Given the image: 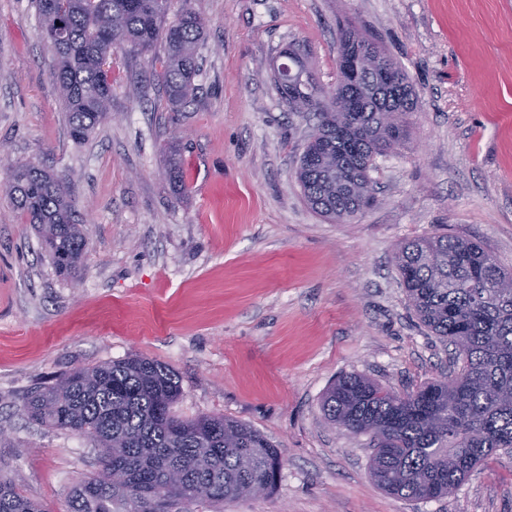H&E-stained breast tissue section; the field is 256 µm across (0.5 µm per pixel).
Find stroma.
I'll use <instances>...</instances> for the list:
<instances>
[{"label": "stroma", "instance_id": "obj_1", "mask_svg": "<svg viewBox=\"0 0 512 512\" xmlns=\"http://www.w3.org/2000/svg\"><path fill=\"white\" fill-rule=\"evenodd\" d=\"M186 6L207 24L195 99L168 106L163 44L113 50L112 112L77 142L35 0H0V473L66 512L98 470L93 445L30 423L23 403L61 373L137 355L178 374L177 417L239 421L278 450L272 493L206 512H512V456L450 496L403 499L372 480L368 436L321 409L344 373L399 394L454 374L408 306L400 245L448 232L512 270V0H168V19ZM341 23L405 71L416 109L370 171L373 206L332 224L295 178L314 122L289 110L272 68L292 45L333 88ZM17 161L65 177L88 228L76 278L11 205Z\"/></svg>", "mask_w": 512, "mask_h": 512}]
</instances>
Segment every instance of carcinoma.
<instances>
[{
	"instance_id": "obj_1",
	"label": "carcinoma",
	"mask_w": 512,
	"mask_h": 512,
	"mask_svg": "<svg viewBox=\"0 0 512 512\" xmlns=\"http://www.w3.org/2000/svg\"><path fill=\"white\" fill-rule=\"evenodd\" d=\"M40 32L57 56L54 74L70 135L81 141L112 112V50L147 53L162 40L161 76L173 106L188 103L199 71L204 21L185 8L166 23V0H36ZM62 24L63 36L50 30ZM342 51L375 60L357 93L358 111H336L308 81L307 109L316 131L296 179L319 214L342 223L372 201L369 171L392 140L406 138L415 109L407 75L365 35L339 31ZM273 81L286 103L297 87ZM7 196L59 275L78 272L87 245L62 178L26 163L11 166ZM397 268L415 316L452 346L458 370L407 395L357 374L339 377L323 395L326 420L370 435V476L383 490L412 500L440 498L492 454L512 453V271L477 242L447 234L400 248ZM178 375L139 356L78 367L38 386L23 405L39 426L92 439L98 473L68 493L69 512H196L203 504L273 491L282 460L259 431L220 415L184 420L172 412ZM181 475L169 482L171 472ZM0 512H50L0 475Z\"/></svg>"
}]
</instances>
